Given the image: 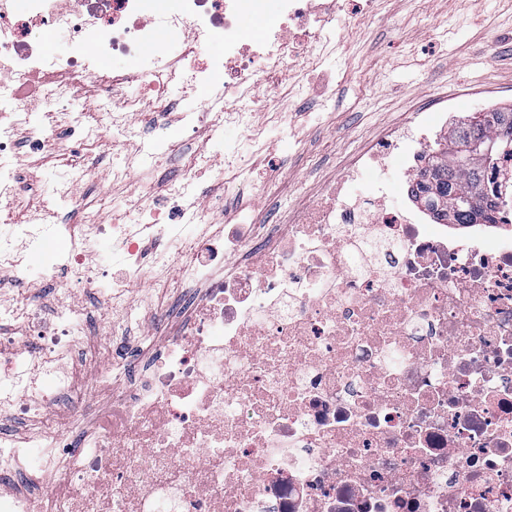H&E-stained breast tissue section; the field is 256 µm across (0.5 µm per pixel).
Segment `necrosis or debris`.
I'll use <instances>...</instances> for the list:
<instances>
[{"label":"necrosis or debris","instance_id":"1","mask_svg":"<svg viewBox=\"0 0 512 512\" xmlns=\"http://www.w3.org/2000/svg\"><path fill=\"white\" fill-rule=\"evenodd\" d=\"M270 2L282 30L246 41ZM343 9L0 0V268L27 286L0 298V417L26 424L0 436V512H512V236L391 206L389 169L413 182L426 140L408 151L389 131L352 160L372 169L364 194L329 186L262 226L198 181L250 179L255 147L152 137L176 82L207 90L184 127L248 126L260 92L319 72ZM56 28L74 49L48 65L39 39ZM217 39L222 55L205 54ZM112 55L133 70L100 69ZM128 82L139 98L113 99ZM114 135L143 141L107 171L138 191L122 223L73 220ZM162 155L176 174L160 192L148 176ZM57 164L53 195L17 208L19 172ZM60 278L97 294L103 333L76 299L45 315L37 290ZM177 291L195 301L158 331ZM140 315L148 366L132 378L119 347Z\"/></svg>","mask_w":512,"mask_h":512}]
</instances>
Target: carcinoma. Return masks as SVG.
<instances>
[{
  "mask_svg": "<svg viewBox=\"0 0 512 512\" xmlns=\"http://www.w3.org/2000/svg\"><path fill=\"white\" fill-rule=\"evenodd\" d=\"M505 126L512 129L511 107L476 112L466 121L449 128L435 143L432 155L417 175L411 195L440 223H495L494 203L486 194L488 174L495 162L463 163L453 147L470 139H496Z\"/></svg>",
  "mask_w": 512,
  "mask_h": 512,
  "instance_id": "1",
  "label": "carcinoma"
}]
</instances>
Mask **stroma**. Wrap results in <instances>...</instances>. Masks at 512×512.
Returning <instances> with one entry per match:
<instances>
[{"label": "stroma", "mask_w": 512, "mask_h": 512, "mask_svg": "<svg viewBox=\"0 0 512 512\" xmlns=\"http://www.w3.org/2000/svg\"><path fill=\"white\" fill-rule=\"evenodd\" d=\"M353 34L338 41L324 59L334 92L326 99L298 94L293 83L279 86L270 101L253 108L249 130L228 125L215 150L259 136L263 161L248 185L225 182L224 204L257 203L258 223H273L280 199L259 197L270 174L287 181L289 194L302 197L328 178L343 182V193L360 189L361 179L344 170L352 154L378 139L388 126L410 123L413 116L448 99V117L512 105V0H345ZM137 141L114 149L101 140L95 153L100 169L78 192L86 197L88 218L110 223L129 199L125 186L110 185L102 174L109 163L136 153Z\"/></svg>", "instance_id": "obj_1"}]
</instances>
